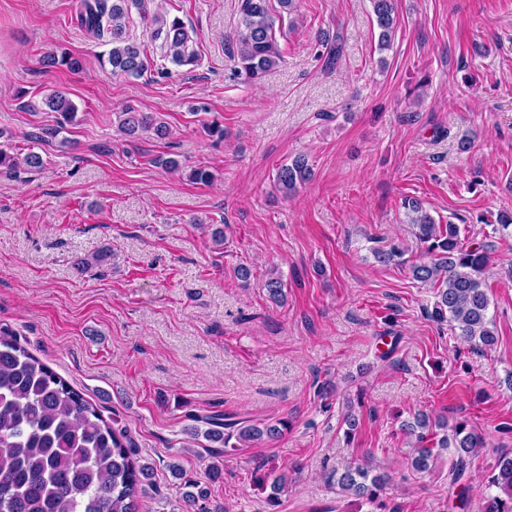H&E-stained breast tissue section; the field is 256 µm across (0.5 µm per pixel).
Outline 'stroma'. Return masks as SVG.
<instances>
[{"instance_id":"obj_1","label":"stroma","mask_w":512,"mask_h":512,"mask_svg":"<svg viewBox=\"0 0 512 512\" xmlns=\"http://www.w3.org/2000/svg\"><path fill=\"white\" fill-rule=\"evenodd\" d=\"M78 3L0 0V145L44 160L0 176V332L154 464L140 512H182L173 463L207 490L211 512H369L336 485L362 461L392 477L385 512H481L487 476L512 455V237L492 226L512 212V0H396L384 51L370 0H295L282 61L251 83L232 75L238 0H145L194 30L199 62L163 59L134 11L130 32L153 63L140 77L100 62L109 47L80 26ZM51 50L81 68H45ZM55 91L76 119L52 144L31 143L27 132L57 124L41 103ZM128 107L168 136L121 135ZM213 122L223 138L206 132ZM299 154L313 177L283 196L276 170ZM159 156L182 170L154 165ZM200 166L212 182L188 180ZM407 198L459 225L463 243L487 245L492 348L458 340L430 318L432 288L376 260L393 242L419 258ZM272 276L283 302L263 287ZM418 413L483 437L467 510L448 450L412 470L400 425ZM213 414L288 429L220 454L205 436ZM272 468L286 478L274 508L257 486Z\"/></svg>"}]
</instances>
